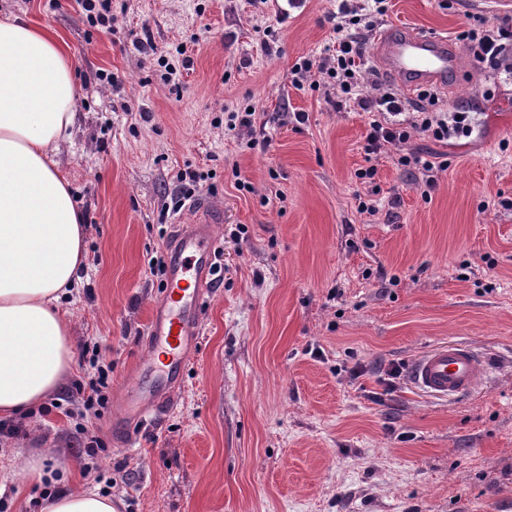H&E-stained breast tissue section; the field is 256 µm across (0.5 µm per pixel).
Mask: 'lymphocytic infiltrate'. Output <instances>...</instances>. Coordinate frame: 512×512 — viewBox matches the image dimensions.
Segmentation results:
<instances>
[{"label":"lymphocytic infiltrate","mask_w":512,"mask_h":512,"mask_svg":"<svg viewBox=\"0 0 512 512\" xmlns=\"http://www.w3.org/2000/svg\"><path fill=\"white\" fill-rule=\"evenodd\" d=\"M339 11L344 22L336 24V37L324 55L304 58L291 70V84L295 89L311 87L323 92L336 109L353 108L357 112L371 113L372 118L365 136L367 154H387L396 158L399 165L417 170L421 175L420 189H435L438 172L447 170L444 161H431L415 153L404 152L403 147L418 131L439 141L448 138V118L438 111L437 96H430L427 105L415 110L412 117H405V101L393 90L372 95L363 85L365 66L362 42L350 30L351 25H364L373 29L374 20L363 19L356 9L342 0ZM461 37L469 41L479 62L512 68V25L507 23H480L479 27L462 31Z\"/></svg>","instance_id":"f902f5d3"}]
</instances>
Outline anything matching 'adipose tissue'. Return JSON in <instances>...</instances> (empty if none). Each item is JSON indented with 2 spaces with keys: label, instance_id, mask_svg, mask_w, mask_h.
<instances>
[{
  "label": "adipose tissue",
  "instance_id": "ef3b65f1",
  "mask_svg": "<svg viewBox=\"0 0 512 512\" xmlns=\"http://www.w3.org/2000/svg\"><path fill=\"white\" fill-rule=\"evenodd\" d=\"M81 103L65 43L0 15V419L42 403L73 363L62 300L79 281L86 225L56 156ZM42 512H116L62 491Z\"/></svg>",
  "mask_w": 512,
  "mask_h": 512
}]
</instances>
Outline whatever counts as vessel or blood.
I'll return each mask as SVG.
<instances>
[{"label":"vessel or blood","instance_id":"1","mask_svg":"<svg viewBox=\"0 0 512 512\" xmlns=\"http://www.w3.org/2000/svg\"><path fill=\"white\" fill-rule=\"evenodd\" d=\"M462 55V49L447 39L393 27L378 36L375 59L404 96L413 99L423 89L445 90L458 82ZM189 207L197 217L194 223L176 225L167 245V270L151 306L145 357L120 402L123 425L143 423L169 403L197 349L205 303L215 283L218 237L213 217L200 214L199 202H190ZM487 372L480 353L451 343L420 355L410 366V379L431 395L455 399L478 386Z\"/></svg>","mask_w":512,"mask_h":512}]
</instances>
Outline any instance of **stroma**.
Masks as SVG:
<instances>
[{"instance_id":"35a3bbf8","label":"stroma","mask_w":512,"mask_h":512,"mask_svg":"<svg viewBox=\"0 0 512 512\" xmlns=\"http://www.w3.org/2000/svg\"><path fill=\"white\" fill-rule=\"evenodd\" d=\"M281 3L112 0L101 25L79 0H0V14L49 27L78 70L58 160L88 224L63 304L64 404L0 439V512H41L62 488L110 494L118 512H512V73L464 54L438 104L459 127L407 145L448 163L427 200L395 160L367 157L368 114L290 83L299 58L329 45L338 0H303L287 18ZM473 24L448 0H388L383 18L453 43ZM247 106L251 149L226 127ZM371 166L373 217L355 198ZM190 170L206 174L197 196L220 219V276L172 409L124 447L116 400L159 294L151 262L192 215L172 207ZM452 341L489 359L487 379L454 400L415 389L411 362ZM96 347L112 362L97 416L79 390ZM89 433L102 443L92 458ZM40 456L37 483L26 465Z\"/></svg>"}]
</instances>
